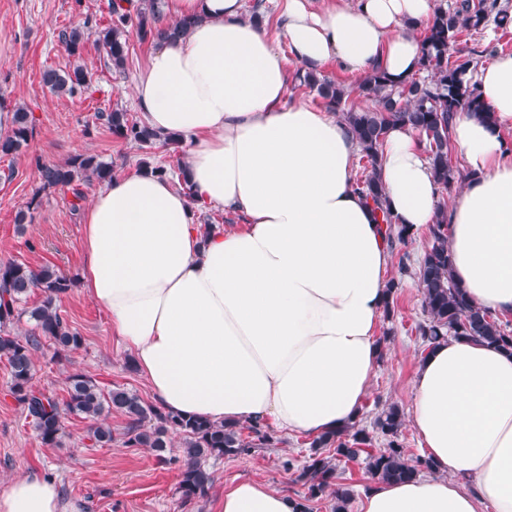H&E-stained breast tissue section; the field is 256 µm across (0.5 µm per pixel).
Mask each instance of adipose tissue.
Wrapping results in <instances>:
<instances>
[{
    "label": "adipose tissue",
    "mask_w": 512,
    "mask_h": 512,
    "mask_svg": "<svg viewBox=\"0 0 512 512\" xmlns=\"http://www.w3.org/2000/svg\"><path fill=\"white\" fill-rule=\"evenodd\" d=\"M434 0H284L286 49L242 15V0H167L192 25L157 44L134 85L143 120L181 135L194 192L138 171L113 177L83 221L81 288L110 314L165 411L321 436L360 419L390 299L391 243L353 187L360 150L335 114L288 101L286 57L335 59L360 75L415 77L416 29ZM490 125L460 112L452 142L468 177L448 210L454 282L481 309L512 316V55L479 67ZM379 179L396 225L437 214L417 133L396 127ZM243 216L203 234L197 210ZM410 420L429 473L373 481L359 512H512V348L451 337L425 354ZM301 499L250 479L221 512H302ZM0 512H79L36 473L0 491Z\"/></svg>",
    "instance_id": "obj_1"
}]
</instances>
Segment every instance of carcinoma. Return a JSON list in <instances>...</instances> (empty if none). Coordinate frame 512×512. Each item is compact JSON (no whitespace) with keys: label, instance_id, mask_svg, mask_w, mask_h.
I'll return each instance as SVG.
<instances>
[{"label":"carcinoma","instance_id":"1","mask_svg":"<svg viewBox=\"0 0 512 512\" xmlns=\"http://www.w3.org/2000/svg\"><path fill=\"white\" fill-rule=\"evenodd\" d=\"M164 0H110L109 20L101 28L85 21L60 33L61 42L72 56L80 54L90 37L103 48L112 67L121 71L128 57V37L135 35L142 43L175 42L191 25L183 20L166 19ZM497 25H508L507 10L498 0H459L453 10L435 8L425 24L421 70L428 73L424 80L417 78L395 85L386 73L377 68L362 78L353 88L358 96L372 101L373 106L359 108L349 102L350 92L341 85L300 67L294 81L315 92L323 107L341 115L355 134L362 157L370 170L363 178L354 180V189L371 201L380 211L382 223L390 225L400 270L409 259L407 248L415 233L406 227L393 228V218L383 208L384 189L377 168L381 148L388 132L395 126L407 127L421 137L436 185L452 190L465 176L452 164L450 127L456 113L467 110L475 117L494 121L486 111L477 92L476 83L467 77L471 60L453 57V47L460 35L476 31L489 19ZM41 82L59 95H84L91 90V79L77 66L69 72L48 67L41 73ZM112 135L140 149L160 143L164 146L181 144L179 135L161 136L145 123L128 117L118 107L98 113ZM31 113L23 107L13 112L10 131L0 134V156H15L27 147L33 136ZM38 187L27 210L19 213L17 223L32 218L43 192L73 197L71 207L80 208L85 198L82 185L112 180V164L92 154H76L62 164L36 163ZM416 277L422 295L426 320L418 324L417 332L424 346L431 348L448 337L473 338L490 345L512 347V333L500 328L490 315L472 304L454 283L448 254L447 208L440 207L437 220L429 225L428 245L419 261ZM74 286V280L51 266L30 267L12 261L0 262V328L19 322L23 317L34 322L29 334L18 337L0 335V358L9 366V392L26 412L38 433L41 443L56 448L61 443L63 419L67 415L81 416L94 421L90 441L103 448L112 444V429L107 417L116 412L127 418L123 444L127 448H149L164 464L180 463L179 489L184 501L204 496L214 483V475L203 465L212 456L237 457L248 455L256 448H271L280 443L273 431L249 424L243 435L238 424L215 423L202 417H184L163 411L158 405L143 400L138 394L120 386L105 389L97 381L76 371L67 377L66 396L57 400L32 386L35 372L34 355L42 339L53 342V357L60 360L83 345L84 338L61 314L59 301ZM42 299L39 305L26 308L22 303L34 292ZM404 419L396 405L383 409L375 428L387 440V446L375 451L370 448L371 437L356 427L350 431L322 435L310 443V453L302 466L290 458L284 470L294 475V481L305 489L306 502L329 496L334 500L332 512H347L349 490L336 483L340 463L362 462L367 473L384 481H404L428 470L427 462L406 457L400 441ZM181 438L178 455H171L173 438Z\"/></svg>","mask_w":512,"mask_h":512}]
</instances>
